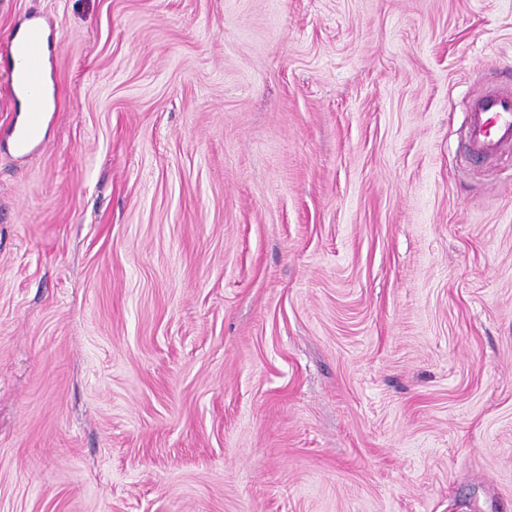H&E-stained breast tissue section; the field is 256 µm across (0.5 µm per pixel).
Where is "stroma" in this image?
Wrapping results in <instances>:
<instances>
[{
	"label": "stroma",
	"instance_id": "stroma-1",
	"mask_svg": "<svg viewBox=\"0 0 512 512\" xmlns=\"http://www.w3.org/2000/svg\"><path fill=\"white\" fill-rule=\"evenodd\" d=\"M0 512H512V0H0ZM16 39V41H15ZM15 56L8 75L13 91L22 90L30 101L25 117L20 125L12 129L13 145L17 152H28L39 139V131L45 120V107L41 97L37 96L42 80L40 63L45 52V42L42 29L35 17L30 19L27 27L18 34L15 33ZM19 75L21 83H19ZM465 157L493 160L512 149V85L508 90L482 88L475 92L462 129Z\"/></svg>",
	"mask_w": 512,
	"mask_h": 512
}]
</instances>
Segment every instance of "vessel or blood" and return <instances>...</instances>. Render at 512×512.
Returning <instances> with one entry per match:
<instances>
[{
	"label": "vessel or blood",
	"mask_w": 512,
	"mask_h": 512,
	"mask_svg": "<svg viewBox=\"0 0 512 512\" xmlns=\"http://www.w3.org/2000/svg\"><path fill=\"white\" fill-rule=\"evenodd\" d=\"M44 52L41 26L38 21H30L16 36L15 61L8 69L12 88L22 90L29 100L23 122L12 129L13 145L20 153L28 152L38 141L45 120V107L38 95ZM462 141L466 158L478 163L512 149V87L475 92L463 125Z\"/></svg>",
	"instance_id": "vessel-or-blood-1"
}]
</instances>
